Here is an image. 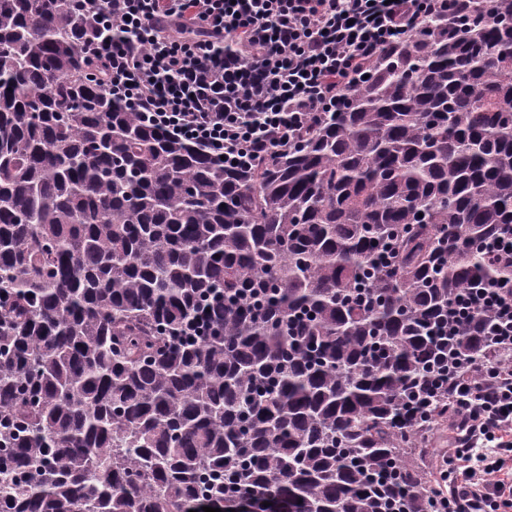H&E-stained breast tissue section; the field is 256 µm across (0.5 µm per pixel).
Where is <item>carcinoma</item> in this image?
<instances>
[{
    "instance_id": "obj_1",
    "label": "carcinoma",
    "mask_w": 512,
    "mask_h": 512,
    "mask_svg": "<svg viewBox=\"0 0 512 512\" xmlns=\"http://www.w3.org/2000/svg\"><path fill=\"white\" fill-rule=\"evenodd\" d=\"M96 33L0 0V504L426 512L423 398L492 347L451 309L512 279V0L244 169L113 100Z\"/></svg>"
}]
</instances>
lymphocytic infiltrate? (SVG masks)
Instances as JSON below:
<instances>
[{
  "mask_svg": "<svg viewBox=\"0 0 512 512\" xmlns=\"http://www.w3.org/2000/svg\"><path fill=\"white\" fill-rule=\"evenodd\" d=\"M87 55L144 123L246 168L346 104L370 64L424 17L471 22L472 0H93ZM494 309L492 356L446 383L449 492L429 512H512V281L466 296Z\"/></svg>",
  "mask_w": 512,
  "mask_h": 512,
  "instance_id": "obj_1",
  "label": "lymphocytic infiltrate"
}]
</instances>
